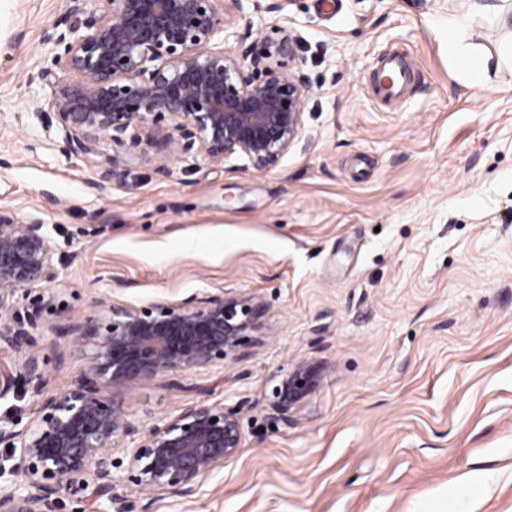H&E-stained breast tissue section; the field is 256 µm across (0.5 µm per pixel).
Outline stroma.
Listing matches in <instances>:
<instances>
[{
    "label": "stroma",
    "mask_w": 512,
    "mask_h": 512,
    "mask_svg": "<svg viewBox=\"0 0 512 512\" xmlns=\"http://www.w3.org/2000/svg\"><path fill=\"white\" fill-rule=\"evenodd\" d=\"M464 34L497 54L512 0H484ZM70 0H0V209L41 220L57 277L13 310L38 312L40 385L16 379L0 419L28 424L89 365L61 328L109 305L229 289L264 304L251 341L203 375L135 381L113 401L146 429L189 402L239 420L237 454L183 498L121 486L130 512H512V79L468 84L448 58L458 0H294L257 13L224 0L232 31L297 38L314 140L269 171L142 155L106 191L27 115L26 75L61 48ZM421 78L384 107L369 77L388 51ZM315 384L288 421L276 380ZM488 472L486 483L471 482ZM311 376L307 369H300L295 374L282 377L271 390L270 409L277 420L288 421L291 406L300 398L308 387L305 378Z\"/></svg>",
    "instance_id": "1"
}]
</instances>
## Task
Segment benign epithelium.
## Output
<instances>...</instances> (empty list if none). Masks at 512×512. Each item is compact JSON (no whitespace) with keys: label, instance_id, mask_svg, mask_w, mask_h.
I'll list each match as a JSON object with an SVG mask.
<instances>
[{"label":"benign epithelium","instance_id":"obj_1","mask_svg":"<svg viewBox=\"0 0 512 512\" xmlns=\"http://www.w3.org/2000/svg\"><path fill=\"white\" fill-rule=\"evenodd\" d=\"M83 28L48 40L65 44L27 82L44 91L30 114L55 129L68 157L101 156L93 185L99 191L124 175L131 151L160 148L157 171L170 157L194 152L213 164L244 159L271 170L290 151H307L304 125L310 84L291 65L296 41L284 30L241 50L224 47L222 0H103ZM108 141L112 152L102 151ZM53 252L39 220L0 211V357L19 375L41 383L42 336L36 315L13 324L7 316L20 291L54 281ZM262 303L222 288L185 304H112L103 315L73 322L70 335L89 349V366L76 385L47 399L37 418L15 429L0 419V512H50L59 495L85 491L126 512L114 494L125 481L140 494H197L202 481L235 456L242 436L235 414L192 402L147 430L127 421L110 393L133 380L173 372H207L259 328ZM301 369L279 379L270 409L288 421L307 388ZM116 448L126 465L113 461Z\"/></svg>","mask_w":512,"mask_h":512}]
</instances>
